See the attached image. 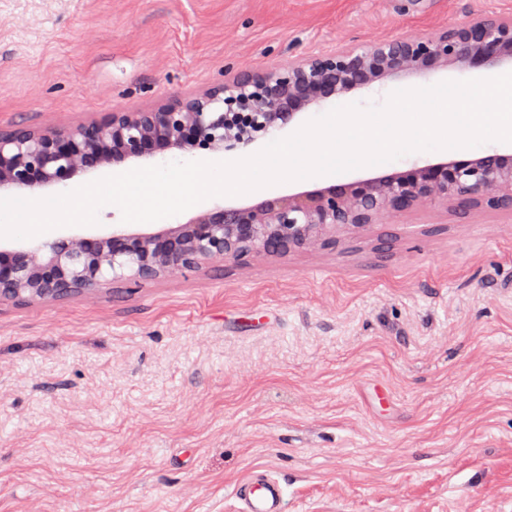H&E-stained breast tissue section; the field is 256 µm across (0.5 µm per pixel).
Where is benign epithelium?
Masks as SVG:
<instances>
[{"instance_id":"7a95c632","label":"benign epithelium","mask_w":512,"mask_h":512,"mask_svg":"<svg viewBox=\"0 0 512 512\" xmlns=\"http://www.w3.org/2000/svg\"><path fill=\"white\" fill-rule=\"evenodd\" d=\"M512 60V18L483 15L429 37H396L239 70L198 93L138 110H113L68 129H0V192L69 186L80 173L168 150L233 152L288 125L313 104L388 77L450 63L492 68ZM427 206L470 216L512 213V153L455 157L332 184L249 206L199 213L154 234L74 238L0 250V300L64 299L104 284H141L212 262L334 248L337 233Z\"/></svg>"}]
</instances>
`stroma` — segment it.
<instances>
[{"label": "stroma", "mask_w": 512, "mask_h": 512, "mask_svg": "<svg viewBox=\"0 0 512 512\" xmlns=\"http://www.w3.org/2000/svg\"><path fill=\"white\" fill-rule=\"evenodd\" d=\"M479 15L512 0H0V128H71ZM218 202L152 223L107 205L39 240L154 233ZM255 467L284 481L285 512H512V215L425 207L333 249L0 301V512H235Z\"/></svg>", "instance_id": "obj_1"}]
</instances>
